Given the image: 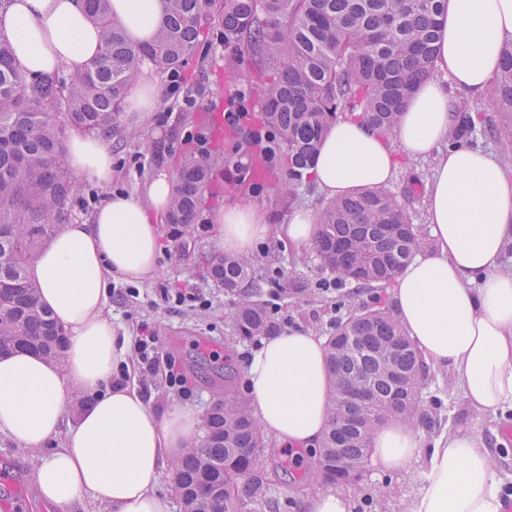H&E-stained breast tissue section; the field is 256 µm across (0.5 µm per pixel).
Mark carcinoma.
<instances>
[{
  "instance_id": "cac0c4a2",
  "label": "carcinoma",
  "mask_w": 512,
  "mask_h": 512,
  "mask_svg": "<svg viewBox=\"0 0 512 512\" xmlns=\"http://www.w3.org/2000/svg\"><path fill=\"white\" fill-rule=\"evenodd\" d=\"M154 40L133 44L110 18L109 0H83L101 29L102 51L80 72L28 77L15 64L10 40L0 35V355L17 349L60 360L65 332L38 306V287L27 267L69 219L76 180L64 136L79 127L112 135L125 90L149 64L175 72L195 55L201 36L245 47L256 60L265 102L263 123L281 153L279 184L290 193L307 184L309 170L330 125L362 119L384 134L397 127L409 95L436 68L437 18L447 0H166ZM489 109L461 98L453 104L448 146L473 145L493 133L512 144V39L490 82ZM212 158H185L173 188L166 223L191 237L202 196L213 175ZM315 249L321 268L359 290L385 288L427 245L397 194L370 188L328 201L318 218ZM255 260L214 256L212 281L238 297L232 316L239 339L269 336L278 317L253 299L261 284ZM330 376L327 428L308 479L346 486L361 495L373 430L365 417L432 424L436 400L422 399L427 365L415 343L384 308H361L336 320L326 344ZM353 386L366 404L347 399ZM203 435L173 468L183 512H281L288 495L277 461L247 402L235 397L202 419ZM221 489L208 493L207 487Z\"/></svg>"
}]
</instances>
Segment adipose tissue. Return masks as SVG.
Masks as SVG:
<instances>
[{"mask_svg": "<svg viewBox=\"0 0 512 512\" xmlns=\"http://www.w3.org/2000/svg\"><path fill=\"white\" fill-rule=\"evenodd\" d=\"M165 6V0H110V16L131 41L146 44ZM439 23L437 70L460 92L480 95L512 38V0H448ZM0 33L28 75L83 70L102 47L101 30L81 0H12L0 10ZM158 103L156 85L137 78L126 98L128 125L145 123ZM451 120L446 87L427 80L392 134L358 120L334 122L311 173L320 193L336 199L390 186L400 159L432 161L426 211L436 247L397 277L394 315L427 363L451 371L469 406L494 416L512 408V273L500 265L512 241V176L482 150H444ZM67 159L78 178L111 185L112 152L100 135L70 130ZM173 186L162 172L149 182L146 200L109 196L91 223L64 225L28 266L37 301L63 328L66 344L58 363L28 350L0 356V434L35 452L38 495L55 512L87 501L109 512H170L161 476L202 433L198 411L175 405L159 415L136 388L115 384L128 339L105 314L111 276L136 282L156 273ZM212 220L219 248L240 256L273 233L308 248L317 231L310 209L293 211L276 228L251 204L226 206ZM247 378L249 405L265 433L290 447L320 442L329 402L322 337L297 331L269 337L250 357ZM78 394L93 402L65 426ZM57 439L62 445L55 450ZM420 452L410 425L386 421L375 428L371 461L378 469H404ZM501 488L481 436L461 428L437 440L411 512H501Z\"/></svg>", "mask_w": 512, "mask_h": 512, "instance_id": "1", "label": "adipose tissue"}]
</instances>
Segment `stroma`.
<instances>
[{"label": "stroma", "instance_id": "obj_1", "mask_svg": "<svg viewBox=\"0 0 512 512\" xmlns=\"http://www.w3.org/2000/svg\"><path fill=\"white\" fill-rule=\"evenodd\" d=\"M143 76L153 80L161 89L159 112L165 120H151L140 126L138 137H129L122 125H115L109 146L112 150L114 177L111 188L83 181L73 220L89 221L94 211L105 202L109 192L143 196L146 183L157 173L176 174L177 159L185 154V142L192 135L203 134L212 154L223 155L224 166L214 186L205 195V207L200 218L198 234L186 240L173 234L171 225H164V248L158 259L156 273L138 283L139 295L134 301L118 296L123 280H113V294L107 302L106 313L118 326L120 333L133 337L139 323H147L158 336L164 352L172 354L191 382L192 395L182 398L169 389L162 377L141 378L137 367L129 372L142 396L156 411L183 403L199 413H207L224 396L219 379L224 372V351L234 352L237 378L233 393L245 397L246 369L256 342L238 341L231 327L237 299L217 288L206 277L205 256L216 253L211 217L224 206L242 203L260 208L270 223L283 224L291 212L300 206L321 210L325 199L314 186L301 188L296 198L276 192V176L255 177L257 160L249 144L248 132L236 137L224 135V112L230 107L238 90H245L249 111H261L263 102L255 86L258 77L245 55L225 49L223 42L210 38L200 52L189 58L181 70L184 85L196 100L193 111L184 112L172 105L165 89L166 75L144 67ZM432 163L428 160L401 161L390 185L401 191L409 182H416L417 191L401 203L413 223L427 222L425 195L431 177ZM252 254L258 257L255 270L264 278L260 290L261 302L277 306L281 331H299L328 337L336 318L335 303L351 306L390 304V290L360 291L353 285L322 289L326 279L314 250L297 252L277 237L256 245ZM194 288L209 301L206 309L183 306L169 308L161 301V287ZM452 374L440 367H429L422 396L435 399L432 428L421 430L423 453L402 470L381 473L368 466L364 479L367 495L350 496V512H409L411 502L422 487V476L428 467V448L443 433L455 428L469 429L482 435L496 464L504 489L512 491V445H501L499 432L504 421L512 420V409L499 411L489 417L475 412L458 390L449 383ZM32 451L18 447L0 434V512H47L39 502L33 483Z\"/></svg>", "mask_w": 512, "mask_h": 512}]
</instances>
